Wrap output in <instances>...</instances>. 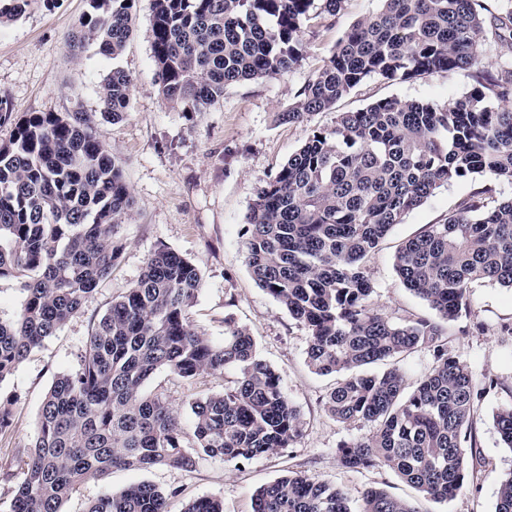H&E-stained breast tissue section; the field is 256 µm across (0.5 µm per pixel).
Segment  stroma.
<instances>
[{
	"instance_id": "35a3bbf8",
	"label": "stroma",
	"mask_w": 512,
	"mask_h": 512,
	"mask_svg": "<svg viewBox=\"0 0 512 512\" xmlns=\"http://www.w3.org/2000/svg\"><path fill=\"white\" fill-rule=\"evenodd\" d=\"M382 7L383 0H345L333 16L314 7L303 25L300 66L271 79L231 84L222 101L202 112L182 111L158 93L151 0H137L133 33L114 58L94 44L77 56L66 45L89 9L88 0L36 7L0 27V99L10 110L9 119L0 122V144L8 142L16 121L26 113L68 112L78 104L85 111H98L103 79L115 69L131 76L127 112L121 120L100 121L97 131L135 200V216L118 234L122 252L111 275L55 335L0 381V405L11 412V426L0 434V458L31 446L39 407L55 377L77 369L95 323L161 247L176 251L200 271L201 290L187 311L190 325L216 343L224 339L225 318L245 327L258 357L277 371L304 420L303 434L293 446L249 461L202 457L188 470H112L85 481L64 504V512H87L101 496L139 482L170 491L169 512H181L185 503L199 497L221 499L224 512H253V497L261 486L294 472L331 483L354 505L366 488L379 486L412 501L418 512H495L500 481L512 472V449L501 442L493 420L500 408L512 404V335L502 329L512 322V290L489 282L473 285L469 319L448 325V351L467 363L483 395L475 418L478 455L468 463V484L453 499L439 502L388 468L358 472L341 465L338 446L368 434L370 427L338 422L325 411L323 399L334 377L310 370L307 331L255 283L246 261L244 227L250 205L314 130L331 126L337 113L355 112L381 99L450 106L472 89L467 69L405 82L373 77L331 110L300 123L281 120L296 92L315 76L347 29ZM474 188L471 180L450 182L391 228L369 260L376 310L394 319L432 316L428 304L400 282L394 256L425 225L443 221ZM230 379L218 371L190 382L160 370L145 390L163 396L186 416L191 399L223 392Z\"/></svg>"
}]
</instances>
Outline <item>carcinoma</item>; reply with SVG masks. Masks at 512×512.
<instances>
[{"mask_svg": "<svg viewBox=\"0 0 512 512\" xmlns=\"http://www.w3.org/2000/svg\"><path fill=\"white\" fill-rule=\"evenodd\" d=\"M34 2L0 0V26ZM135 2L91 0L69 49L96 44L119 55ZM151 2L159 94L200 112L223 100L230 84L298 66L302 22L315 0ZM489 13L484 0H384L338 41L281 119L330 110L371 77L406 81L474 67ZM473 78L474 88L449 108L390 98L337 114L259 190L244 231L253 279L308 332V366L340 376L326 411L373 426L337 448L342 465L387 467L436 500L466 484L482 397L467 364L448 353L446 325L470 314L472 284L512 289V198L497 199L494 188L512 184V67L477 69ZM131 88L130 75L115 69L100 84V111L29 112L0 144V280L15 279L24 295L14 318H0V381L81 309L121 255L117 236L134 218V200L96 127L127 111ZM468 178L486 182L395 255L401 283L435 316L395 321L379 313L370 254L436 189ZM200 288L197 267L173 250L148 258L97 321L78 368L46 393L34 444L16 452L20 480L6 512H63L79 484L115 468L186 470L202 454L239 462L293 445L300 413L247 329L224 319L217 345L187 321ZM422 348L435 366L412 390L396 366L362 372ZM226 369L239 373L234 386L192 401L186 424L165 398L144 390L160 370L194 380ZM494 423L512 449V406ZM175 494L131 484L87 512H168ZM183 512H223V503L200 497ZM254 512L417 510L370 487L354 511L335 486L294 473L261 487ZM495 512H512V474L500 481Z\"/></svg>", "mask_w": 512, "mask_h": 512, "instance_id": "carcinoma-1", "label": "carcinoma"}]
</instances>
